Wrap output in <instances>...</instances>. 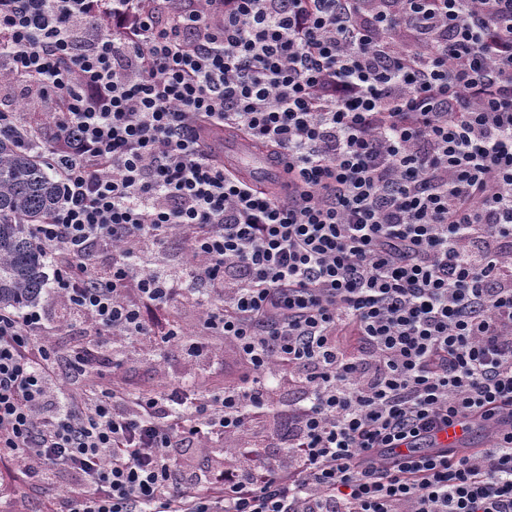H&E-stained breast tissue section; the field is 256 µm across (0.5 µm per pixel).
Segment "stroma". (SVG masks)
<instances>
[{
    "label": "stroma",
    "instance_id": "obj_1",
    "mask_svg": "<svg viewBox=\"0 0 512 512\" xmlns=\"http://www.w3.org/2000/svg\"><path fill=\"white\" fill-rule=\"evenodd\" d=\"M44 306L58 329L45 340L57 350H64L73 337L90 339L107 365L104 374L116 385L135 390H158L177 383L208 378L221 386L241 383L245 372L233 346L223 337H210L208 353L187 354L181 341L156 344L153 337L136 340L95 335L91 326L76 320L56 294L43 292ZM18 462L0 464V484L7 494L0 496V512H38L37 498L30 496L23 482L14 478Z\"/></svg>",
    "mask_w": 512,
    "mask_h": 512
}]
</instances>
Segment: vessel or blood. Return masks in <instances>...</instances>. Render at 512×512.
I'll list each match as a JSON object with an SVG mask.
<instances>
[{"instance_id": "1", "label": "vessel or blood", "mask_w": 512, "mask_h": 512, "mask_svg": "<svg viewBox=\"0 0 512 512\" xmlns=\"http://www.w3.org/2000/svg\"><path fill=\"white\" fill-rule=\"evenodd\" d=\"M204 139L227 171L240 174L248 179L251 186L263 190L274 182L287 181L285 160H273L264 148L245 135L228 138L205 132ZM512 428V416L501 415L492 420H480L464 416L448 427L436 432L429 441L433 450H449L462 455L475 450L481 440L491 432Z\"/></svg>"}]
</instances>
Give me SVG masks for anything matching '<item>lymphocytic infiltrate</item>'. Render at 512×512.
<instances>
[{"label":"lymphocytic infiltrate","instance_id":"f902f5d3","mask_svg":"<svg viewBox=\"0 0 512 512\" xmlns=\"http://www.w3.org/2000/svg\"><path fill=\"white\" fill-rule=\"evenodd\" d=\"M0 91V137L12 101L47 103L52 290L99 334L164 343L183 328L148 309L193 301L250 369L63 393L97 351L0 310V460L42 512H512V431L420 451L512 408V0H0ZM206 126L287 158V195L226 171ZM170 236L178 275L142 249ZM270 373L301 395L288 465L178 477L174 449L275 415ZM57 470L76 502L46 497ZM511 418L508 414L498 416L493 420H480L472 416L460 417L458 421L445 430L436 432L429 440L431 450H445L457 455L467 454L480 446L481 441L493 431L508 430ZM481 439L479 442L478 439Z\"/></svg>","mask_w":512,"mask_h":512}]
</instances>
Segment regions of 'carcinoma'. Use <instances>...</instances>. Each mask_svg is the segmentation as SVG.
<instances>
[{
    "mask_svg": "<svg viewBox=\"0 0 512 512\" xmlns=\"http://www.w3.org/2000/svg\"><path fill=\"white\" fill-rule=\"evenodd\" d=\"M60 198L36 142L0 137V309L39 302L48 259L36 225Z\"/></svg>",
    "mask_w": 512,
    "mask_h": 512,
    "instance_id": "cac0c4a2",
    "label": "carcinoma"
}]
</instances>
